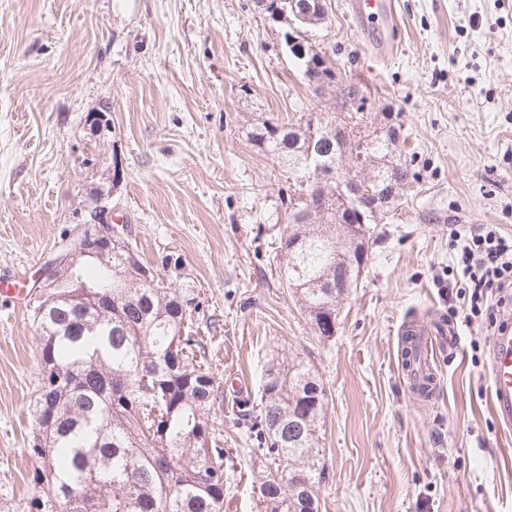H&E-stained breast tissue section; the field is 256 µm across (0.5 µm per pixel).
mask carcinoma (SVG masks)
<instances>
[{
  "label": "carcinoma",
  "instance_id": "1",
  "mask_svg": "<svg viewBox=\"0 0 512 512\" xmlns=\"http://www.w3.org/2000/svg\"><path fill=\"white\" fill-rule=\"evenodd\" d=\"M309 29L287 28L284 35L313 63L317 82H335L336 72L318 69L324 53L310 48ZM354 85L343 88L341 106L362 110ZM312 120L298 125L264 124L248 132L259 151L288 161L295 171L332 162L337 140L317 135L307 142ZM371 154H389L391 136L372 140ZM344 230L333 216L316 224L292 223L275 255L288 288L300 292L312 322L327 319L335 304L336 239ZM137 243L130 235L112 242L105 260H90L59 275L69 302L33 322L39 339L43 377L31 400L33 431L44 447L27 440L24 452L40 462L30 474L33 493L22 512H222L224 449L204 421L217 402L215 380L205 360L204 339L190 335L200 302L191 290L164 286L161 264L132 262ZM258 404L240 413L254 452L276 464L259 492L269 512H318L314 476L299 470L309 492L285 491L289 471L317 454L319 427L327 404L325 386L311 368L270 367L261 381ZM300 425L296 434L290 424Z\"/></svg>",
  "mask_w": 512,
  "mask_h": 512
}]
</instances>
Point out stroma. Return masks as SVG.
<instances>
[{
	"label": "stroma",
	"mask_w": 512,
	"mask_h": 512,
	"mask_svg": "<svg viewBox=\"0 0 512 512\" xmlns=\"http://www.w3.org/2000/svg\"><path fill=\"white\" fill-rule=\"evenodd\" d=\"M394 2L400 25L380 58L347 0H326L310 41L336 82L317 93L256 0H0V273L18 283L0 305V512H18L37 465L24 448L42 357L25 296L96 200L131 225L141 256L175 257L172 287L200 294L223 512H265L271 467L238 410L269 363L301 361L328 397L319 512H512V441L487 404L491 329L448 292L454 236H512V0ZM349 83L365 122L395 129L414 180L375 227L326 337L274 260L287 173L247 134L303 114L343 122ZM98 112L106 126H91ZM437 321L456 345L434 349L435 392L420 399L399 331Z\"/></svg>",
	"instance_id": "35a3bbf8"
}]
</instances>
